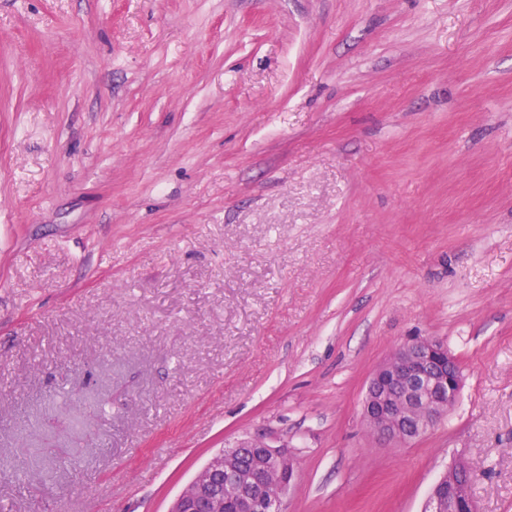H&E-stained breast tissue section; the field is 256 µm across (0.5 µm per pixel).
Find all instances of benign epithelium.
Here are the masks:
<instances>
[{"label": "benign epithelium", "mask_w": 512, "mask_h": 512, "mask_svg": "<svg viewBox=\"0 0 512 512\" xmlns=\"http://www.w3.org/2000/svg\"><path fill=\"white\" fill-rule=\"evenodd\" d=\"M462 386L448 346L427 336L404 341L372 373L362 401L363 418L384 442L407 443L415 430L432 428L453 409ZM462 459L433 485L427 512H477ZM294 476L287 446L245 439L215 454L173 500L169 512H282Z\"/></svg>", "instance_id": "obj_1"}]
</instances>
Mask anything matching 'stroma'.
I'll return each mask as SVG.
<instances>
[{"label":"stroma","instance_id":"1","mask_svg":"<svg viewBox=\"0 0 512 512\" xmlns=\"http://www.w3.org/2000/svg\"><path fill=\"white\" fill-rule=\"evenodd\" d=\"M412 336L463 387L364 422ZM287 445L285 512H512V0H0V512H168ZM462 386L448 346L427 336L404 341L372 373L363 418L384 442H410L415 429L432 428L453 409ZM470 466L463 459L455 460L448 472L443 474L433 485L429 494L426 508L428 512H476L467 484L459 482L462 473H470ZM471 485L475 473L471 472L466 478Z\"/></svg>","mask_w":512,"mask_h":512}]
</instances>
